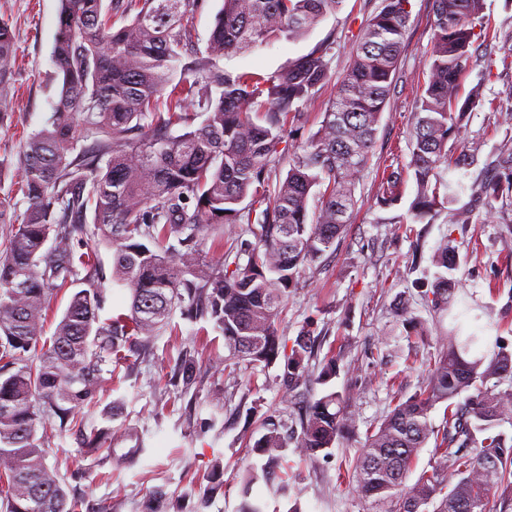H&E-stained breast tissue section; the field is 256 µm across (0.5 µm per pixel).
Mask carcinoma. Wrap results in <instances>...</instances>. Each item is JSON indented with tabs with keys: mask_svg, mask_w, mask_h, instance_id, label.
I'll use <instances>...</instances> for the list:
<instances>
[{
	"mask_svg": "<svg viewBox=\"0 0 512 512\" xmlns=\"http://www.w3.org/2000/svg\"><path fill=\"white\" fill-rule=\"evenodd\" d=\"M341 0H223L204 49L184 16L201 0H60L51 59L61 79L50 127L19 151L17 191L28 202L17 213L0 200V506L3 512H77L57 469L45 463L47 424L59 420L81 444L99 445L105 428H87L76 414L97 398L104 366L153 347L170 328L175 308L224 336L230 356L269 366L284 359V402L306 401L298 424L259 419L250 452L265 459L244 475L284 492L293 462L350 433L348 398L313 383L336 373L341 352L329 347L319 374L309 370L317 338L306 326L291 343L277 321L288 289L331 250L357 204L355 183L372 154L399 67L409 0H381L360 31L336 97L309 142L288 155L286 177L273 181L288 128L301 127V106L328 80L324 41L270 74L229 71L220 61L271 40L306 35ZM483 0H433V45L418 87L410 161L384 168L376 206L400 202L416 185L412 221L422 222L455 201L438 175L442 164L466 166L479 147L448 145L478 93L461 100V78L475 40L490 34ZM15 40L0 18V125L9 112ZM204 116L196 128L190 112ZM505 173L474 191L490 219L495 203L512 198V151ZM217 233L206 259L205 233ZM235 248L224 249V239ZM94 246H89V243ZM112 249V282L127 289L126 311L103 321L107 303L97 247ZM87 251L77 253V249ZM437 268L422 294L434 312L450 310L458 248L443 239ZM71 293L51 337V303ZM406 325L428 327L401 305ZM425 382L398 401L366 434L354 463L340 475L373 512H490L492 497L512 489V351L473 356L482 340L460 327L440 329ZM185 354L182 390L196 380ZM444 406V425L431 413ZM434 442V464L406 481L419 453Z\"/></svg>",
	"mask_w": 512,
	"mask_h": 512,
	"instance_id": "carcinoma-1",
	"label": "carcinoma"
}]
</instances>
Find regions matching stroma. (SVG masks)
<instances>
[{"mask_svg": "<svg viewBox=\"0 0 512 512\" xmlns=\"http://www.w3.org/2000/svg\"><path fill=\"white\" fill-rule=\"evenodd\" d=\"M380 2L342 0L335 13L304 37L267 42L224 61V68L232 71L270 73L332 40L329 78L304 105L307 122L291 133L290 147L304 144L318 129L350 64L360 29ZM59 5V0H0V17L9 19L17 46L11 112L0 130V196L11 194L20 213L28 202L11 193L20 179L16 157L23 138L50 122L59 91L51 62ZM483 16L492 37L474 53L461 92L479 89L484 102L465 112L459 130L461 143L479 144L478 161L448 174L463 186L457 207L477 212L482 205L471 192L473 185L500 174L498 160L512 148V124L501 117L503 109L512 107V0H485ZM432 17V0H410L399 72L373 154L356 184L358 205L349 216L350 226L335 251L307 268L290 289L278 320L287 339H295L312 321L322 348L342 347L335 377L327 385H314L312 393L318 396L329 388L348 395L353 431L328 455L297 461L289 473L287 495L272 496L261 483L244 491L240 474L257 461L245 448L259 434L252 409L282 414L293 424L299 407L282 402L276 382L281 364L264 368L228 359L223 337L203 333L199 324L183 319L177 335L159 336L130 365L115 367L97 402L80 413L86 424L99 426L103 410L116 407L105 444L130 448L142 443L144 451L135 465L88 451L68 430L52 438L46 462L58 468L81 512H148L153 491L164 494L165 512H237L248 494L262 499L268 512H288L294 504L301 512H372L368 502L339 481L338 473L358 456L368 427L389 411L395 398L410 396L426 378L437 336H414L397 310L402 302L412 301L414 316L433 323L435 315L419 292L433 281L431 257L445 235L455 238L459 250L455 304L466 308L467 326L489 336L486 352H493L498 339L512 345V198L503 201L491 221L455 226L444 210L430 223L415 225L408 237L394 234L392 222L407 217L414 182H407L400 203L392 208L373 205L377 167L392 153L400 162L410 160L412 110L432 47ZM415 252L421 259L414 270H407ZM187 351L194 354L200 372L197 384L184 395L173 380ZM216 462L224 468V485L213 490L207 475Z\"/></svg>", "mask_w": 512, "mask_h": 512, "instance_id": "35a3bbf8", "label": "stroma"}]
</instances>
